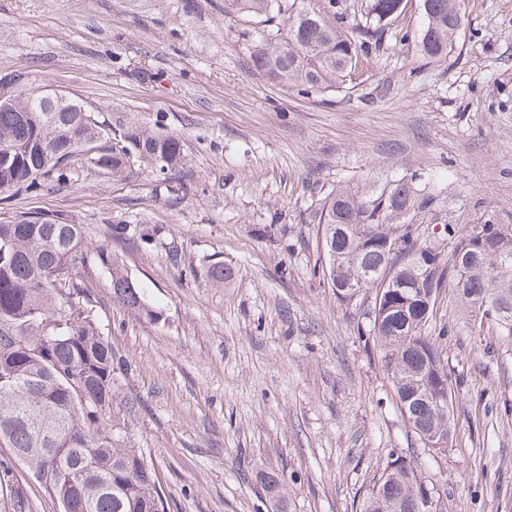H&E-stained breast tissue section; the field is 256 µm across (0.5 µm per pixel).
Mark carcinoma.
Listing matches in <instances>:
<instances>
[{
	"label": "carcinoma",
	"mask_w": 512,
	"mask_h": 512,
	"mask_svg": "<svg viewBox=\"0 0 512 512\" xmlns=\"http://www.w3.org/2000/svg\"><path fill=\"white\" fill-rule=\"evenodd\" d=\"M465 0H421L417 49L431 61L448 56L464 30ZM404 0H224V12L258 19L250 58L270 79L305 93L353 81L359 57L383 37L404 42L397 28ZM112 139V173L129 160L163 174L183 164L184 144L173 133L117 118L108 126L93 112H43L20 94L0 103V194L32 192L44 181L72 179L81 146ZM435 196L414 173L387 177L360 192L338 185L316 211L321 273L349 305L356 285L374 291L368 334L391 375L398 409L414 433H453V386L438 337L427 332L442 291L452 285L471 320L491 318L512 336V224H486L480 259L474 240L444 227L429 239L406 216ZM112 270V295L149 320L157 310L112 249L96 250ZM91 260L83 226L61 214L14 211L0 218V442L41 477L59 512H167L168 502L142 448H128L112 428V389L125 363L84 315L77 274ZM286 512L278 476L260 478ZM445 503L406 458L391 457L373 478L360 512H423Z\"/></svg>",
	"instance_id": "cac0c4a2"
}]
</instances>
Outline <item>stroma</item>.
<instances>
[{
  "instance_id": "1",
  "label": "stroma",
  "mask_w": 512,
  "mask_h": 512,
  "mask_svg": "<svg viewBox=\"0 0 512 512\" xmlns=\"http://www.w3.org/2000/svg\"><path fill=\"white\" fill-rule=\"evenodd\" d=\"M445 60L385 39L358 79L304 95L254 70L253 23L224 0H0V77L84 98L99 119L180 135L185 193L155 170L120 175L72 160L13 209L65 214L90 248L106 227L153 230L113 241L159 316L112 296L111 271L82 270L83 305L126 359L123 436L145 449L169 512H274L261 474L279 475L288 512H359L398 453L433 481L447 512H512V337L479 327L445 288L431 335L454 385L452 445L424 447L401 417L361 309L315 270L318 202L336 184L451 172L417 214L445 225L512 224V0H466ZM230 267L216 284L208 272Z\"/></svg>"
}]
</instances>
